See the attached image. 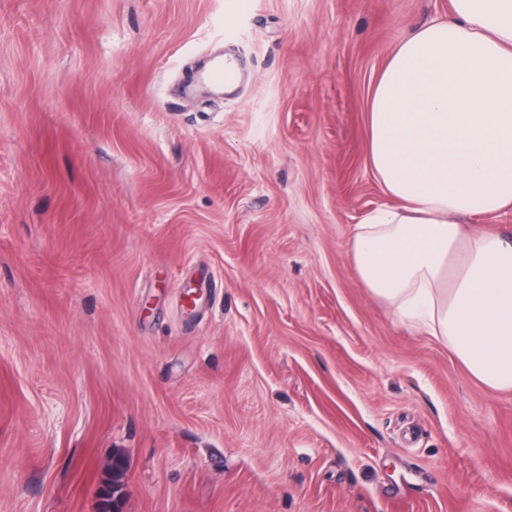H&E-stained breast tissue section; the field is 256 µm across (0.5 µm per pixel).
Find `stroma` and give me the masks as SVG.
<instances>
[{
	"mask_svg": "<svg viewBox=\"0 0 512 512\" xmlns=\"http://www.w3.org/2000/svg\"><path fill=\"white\" fill-rule=\"evenodd\" d=\"M237 2L0 0V512H101L116 454L115 512H512V390L350 253L451 0ZM237 80L238 73L235 67L224 59L217 60L202 78L205 85L224 86V88L234 85Z\"/></svg>",
	"mask_w": 512,
	"mask_h": 512,
	"instance_id": "35a3bbf8",
	"label": "stroma"
}]
</instances>
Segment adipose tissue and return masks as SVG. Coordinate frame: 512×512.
Returning <instances> with one entry per match:
<instances>
[{"mask_svg": "<svg viewBox=\"0 0 512 512\" xmlns=\"http://www.w3.org/2000/svg\"><path fill=\"white\" fill-rule=\"evenodd\" d=\"M368 134L392 203L355 228L361 283L484 385L512 389V240L458 222L512 209V0H452L401 41Z\"/></svg>", "mask_w": 512, "mask_h": 512, "instance_id": "1", "label": "adipose tissue"}]
</instances>
